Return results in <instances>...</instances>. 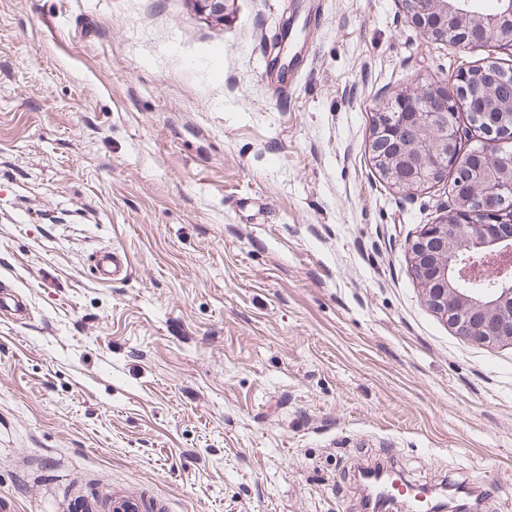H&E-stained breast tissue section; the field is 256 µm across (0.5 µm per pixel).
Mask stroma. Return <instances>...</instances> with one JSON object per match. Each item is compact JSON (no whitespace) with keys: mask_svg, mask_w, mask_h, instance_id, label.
<instances>
[{"mask_svg":"<svg viewBox=\"0 0 512 512\" xmlns=\"http://www.w3.org/2000/svg\"><path fill=\"white\" fill-rule=\"evenodd\" d=\"M495 58L401 0H0V281L31 312L0 320V495L364 512L382 462L512 512V346L410 274L451 188L369 149L380 104ZM93 275L103 282H121L129 276L127 258L110 248L96 252L94 258Z\"/></svg>","mask_w":512,"mask_h":512,"instance_id":"obj_1","label":"stroma"}]
</instances>
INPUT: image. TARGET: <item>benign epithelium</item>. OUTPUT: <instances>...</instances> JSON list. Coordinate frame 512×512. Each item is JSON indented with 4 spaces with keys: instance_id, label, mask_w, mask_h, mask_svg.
<instances>
[{
    "instance_id": "obj_1",
    "label": "benign epithelium",
    "mask_w": 512,
    "mask_h": 512,
    "mask_svg": "<svg viewBox=\"0 0 512 512\" xmlns=\"http://www.w3.org/2000/svg\"><path fill=\"white\" fill-rule=\"evenodd\" d=\"M416 27L459 46L512 43V0L486 12L479 0H403ZM462 70L445 83H425L378 113L371 152L398 188L411 191L448 179L451 167H470L469 188L457 208L428 224L411 247V273L428 306L467 339L512 345V214L499 203L512 197V154L492 146L512 138V96L483 90L481 147L465 157L454 147L462 129L448 113L471 111L473 76Z\"/></svg>"
}]
</instances>
